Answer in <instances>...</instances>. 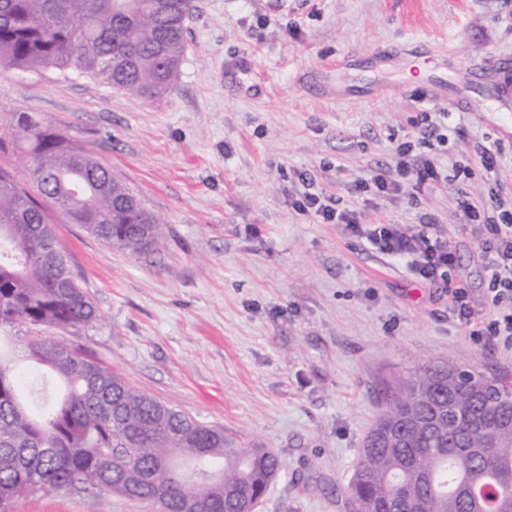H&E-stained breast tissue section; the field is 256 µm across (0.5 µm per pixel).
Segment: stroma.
I'll return each mask as SVG.
<instances>
[{"mask_svg":"<svg viewBox=\"0 0 512 512\" xmlns=\"http://www.w3.org/2000/svg\"><path fill=\"white\" fill-rule=\"evenodd\" d=\"M185 54L154 98L76 70H0V113L30 112L111 169L165 220L155 249H114L54 210L56 235L103 319L69 342L129 385L282 468L257 512H348L343 490L390 371L446 359L512 377V349L468 336L448 289L335 224L305 193L369 224H434L456 242L452 285L483 311L490 278L475 218L457 204L512 199V139L487 112L512 60V0H194ZM376 48L423 50L383 67ZM357 58L345 69L343 55ZM442 144L424 145L430 131ZM412 145L448 180H402L364 201L357 182ZM488 153L494 164L479 161ZM12 512H157L86 487L20 497Z\"/></svg>","mask_w":512,"mask_h":512,"instance_id":"35a3bbf8","label":"stroma"}]
</instances>
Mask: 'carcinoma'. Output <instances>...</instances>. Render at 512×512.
Segmentation results:
<instances>
[{
	"label": "carcinoma",
	"mask_w": 512,
	"mask_h": 512,
	"mask_svg": "<svg viewBox=\"0 0 512 512\" xmlns=\"http://www.w3.org/2000/svg\"><path fill=\"white\" fill-rule=\"evenodd\" d=\"M194 0H0V64L74 69L139 96L175 79ZM32 162L41 194L103 243L140 254L163 220L112 172L28 112L0 113V152ZM98 309L55 244L48 208L0 167V512L22 496L90 485L160 512H237L263 500L281 470L148 394L63 337L17 336L20 322L79 330ZM63 385L31 412L16 363ZM447 360L394 373L379 391L345 489L350 512H512V381Z\"/></svg>",
	"instance_id": "obj_1"
}]
</instances>
